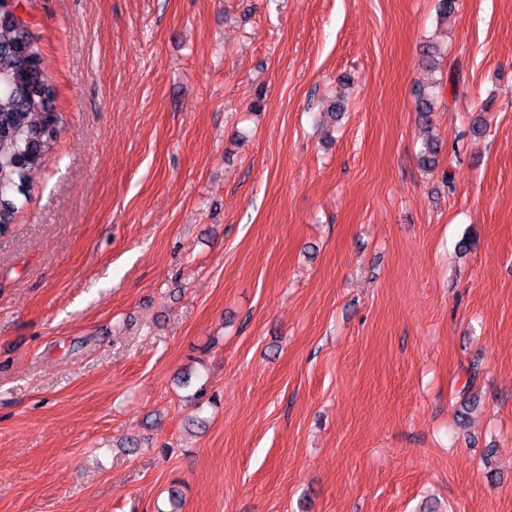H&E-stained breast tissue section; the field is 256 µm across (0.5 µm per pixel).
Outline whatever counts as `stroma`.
<instances>
[{"label": "stroma", "mask_w": 512, "mask_h": 512, "mask_svg": "<svg viewBox=\"0 0 512 512\" xmlns=\"http://www.w3.org/2000/svg\"><path fill=\"white\" fill-rule=\"evenodd\" d=\"M435 3L19 0L0 512H512V0ZM38 39L25 21L0 17V236L30 195L28 175L53 151L60 117Z\"/></svg>", "instance_id": "obj_1"}]
</instances>
